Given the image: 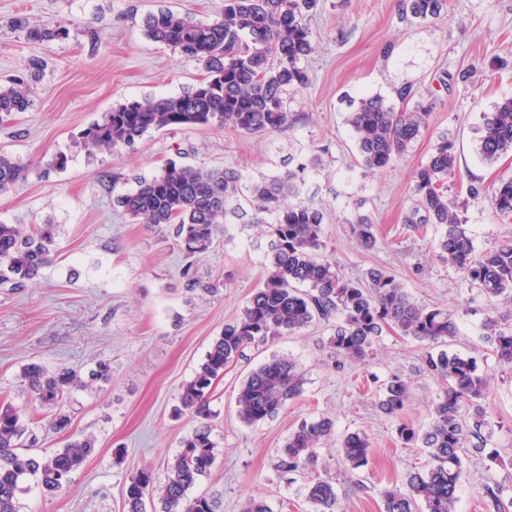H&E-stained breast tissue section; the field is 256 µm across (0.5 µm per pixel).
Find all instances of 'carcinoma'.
Listing matches in <instances>:
<instances>
[{
	"mask_svg": "<svg viewBox=\"0 0 512 512\" xmlns=\"http://www.w3.org/2000/svg\"><path fill=\"white\" fill-rule=\"evenodd\" d=\"M318 0H221L215 18L201 22L169 9L146 18L151 40L203 63L201 84L223 79L218 90L206 95L194 88L177 96L145 98L122 104L92 123L82 136L84 147L113 150L132 146L150 131H173L193 125H215L246 134L286 131L292 123L288 94L309 83L304 62L314 52L307 17ZM403 10L434 22L447 12L446 0H402ZM28 39L44 42L68 35L67 29L49 24L27 25ZM40 61L29 63L27 73L8 86H0V116L24 112L31 106L33 85L42 75ZM397 99L414 101L401 110L380 95L359 98L348 114L362 165L385 171L405 155L428 125L432 103L414 100L410 86L395 89ZM512 152V98L497 103L485 115L479 137V154L487 163ZM453 143L441 138L428 162L414 174L415 229L427 233L435 224L443 233L439 256L458 273L464 284L493 306L512 304V240L479 252L472 234L448 199V179L456 173ZM28 167L0 150V192L27 178ZM297 171L261 179L249 187L253 223L266 224L272 237V256L260 286L252 292L240 317L224 324L193 378L180 389L176 413L200 420L180 442V450L166 467V479L155 486L153 471L142 468L125 484L126 512H145V499L159 492L161 512H222L220 497L187 491L210 473L216 460V443L208 423L214 382L224 368L242 356L252 343L291 335L315 321L334 324L330 358L341 368L347 361L364 362L382 333L391 330L426 346L423 372L445 382L443 396L434 404L428 424L416 426L401 419L409 399V383L393 374L381 385L376 407L396 422L395 434L406 447L428 449V462L406 476V490L383 492V512H456L464 476V459L486 450L488 421L481 401L490 391V376L477 357L444 349L459 337L454 315L439 307L415 302L400 281L380 268L367 270L361 280L342 276L336 264L321 254L323 212L305 205L285 204L298 192ZM239 175L232 170H207L169 162L158 174L138 179L136 188L116 197L118 206L148 228L171 226L186 258L204 254L231 213L239 193ZM495 211L512 217V177L503 179L492 196ZM359 245L377 243L375 225L366 216L352 225ZM55 225L25 230L20 224L0 222V287L23 288L48 266L55 252ZM485 336L502 366L512 368V324L504 327L494 314L484 322ZM93 381L107 383L112 366L100 360L89 372ZM21 382L33 399L50 410V427L63 432L71 425L65 402L68 394L86 382L69 368L50 370L38 363L23 366ZM304 375L288 357H273L253 370L236 397L242 421L254 425L273 417L287 402L300 399ZM335 423L320 416L302 423L276 450L274 467L282 476L307 478L306 499L312 512H341L336 486L317 474L318 449L333 438ZM25 409L0 406V512H19L18 494L29 475L39 477L49 495L68 487L76 472L94 452L91 438L70 441L49 456L21 452L27 447ZM337 452L356 473L368 466L371 443L363 432L341 437ZM496 485L484 487L486 507L504 512Z\"/></svg>",
	"mask_w": 512,
	"mask_h": 512,
	"instance_id": "cac0c4a2",
	"label": "carcinoma"
}]
</instances>
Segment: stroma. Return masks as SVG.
<instances>
[{"label": "stroma", "mask_w": 512, "mask_h": 512, "mask_svg": "<svg viewBox=\"0 0 512 512\" xmlns=\"http://www.w3.org/2000/svg\"><path fill=\"white\" fill-rule=\"evenodd\" d=\"M219 5L0 0V85L22 75L31 57L46 62L30 108L0 121V149L29 166L26 180L0 192V222L52 224L57 231L52 263L27 287L0 288V404L27 409L35 453L60 450L72 437L95 441L94 454L66 490L47 495L37 478H29L19 512H125L127 476L148 466L156 481H164L168 460L198 424L174 415L180 388L225 324L241 315L270 256L267 233L251 222L248 188L301 165L304 183L290 202L323 211V255L350 278L373 267L395 275L418 303L454 314L461 334L449 350L478 351L481 369L491 376L484 402L488 446L501 458L467 460L457 512H485L487 483L500 487L506 512H512V372L498 365L483 340L489 304L439 259V227L422 236L407 225L415 210L413 175L445 137L457 155L448 195L477 250L512 239V218L499 216L490 199L499 180L512 176V153L490 165L478 151L486 113L512 97V0H448L446 16L436 22L405 14L400 0H320L309 19L315 45L306 63L310 82L288 97L294 119L288 131L246 135L191 126L148 133L130 148L87 154L80 134L103 113L130 100L182 94L206 75L199 61L150 40L145 17L169 8L208 22ZM19 16L33 25L65 27L68 36L30 42L12 24ZM464 70L470 79L458 81ZM445 71L453 80L443 87L437 78ZM405 84L433 101L429 124L391 168L369 172L346 122L349 101L378 94L392 102ZM60 154L66 166L52 168ZM172 159L240 176L236 213L211 251L190 262L197 278L213 285L210 293L187 289L182 269L188 262L167 230L136 223L114 203L116 193L133 190L137 178L157 174ZM472 183L486 192L480 201L467 197ZM361 215L375 226L378 243L371 251L351 234ZM332 334L330 326L316 323L252 344L225 367L210 404L219 454L192 494L219 493L224 512H242L252 497L265 500L272 512H311L303 477L279 476L274 451L302 420L322 415L334 420L336 435L360 431L372 443L368 466L356 474L335 444L319 450V471L335 483L343 512H382L383 490L404 487L408 472L424 468L426 449L400 444L394 421L375 407L381 383L395 373L410 383L402 419L428 423L443 384L423 373L421 344L387 331L372 358L339 369L329 357ZM275 356L291 357L303 369V395L272 418L245 424L238 389L252 369ZM102 359L112 366L111 381L75 391L69 434L54 432L20 381L23 366L37 361L84 374ZM117 448L124 449L123 458H115Z\"/></svg>", "instance_id": "1"}]
</instances>
